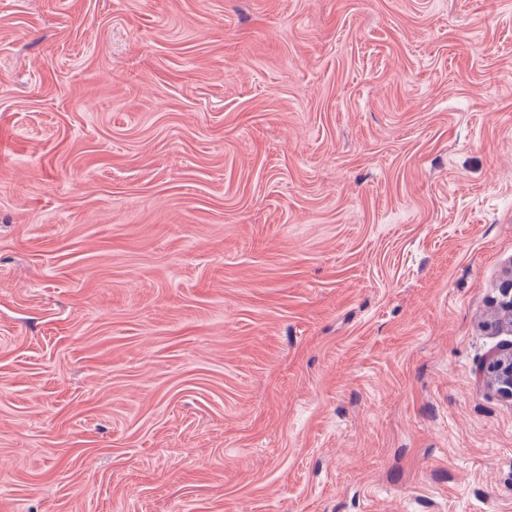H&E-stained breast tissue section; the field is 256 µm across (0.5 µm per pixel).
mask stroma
Listing matches in <instances>:
<instances>
[{"label": "stroma", "mask_w": 512, "mask_h": 512, "mask_svg": "<svg viewBox=\"0 0 512 512\" xmlns=\"http://www.w3.org/2000/svg\"><path fill=\"white\" fill-rule=\"evenodd\" d=\"M512 0H0V512H512ZM488 384L502 397L512 399V344L490 353L482 366Z\"/></svg>", "instance_id": "stroma-1"}]
</instances>
